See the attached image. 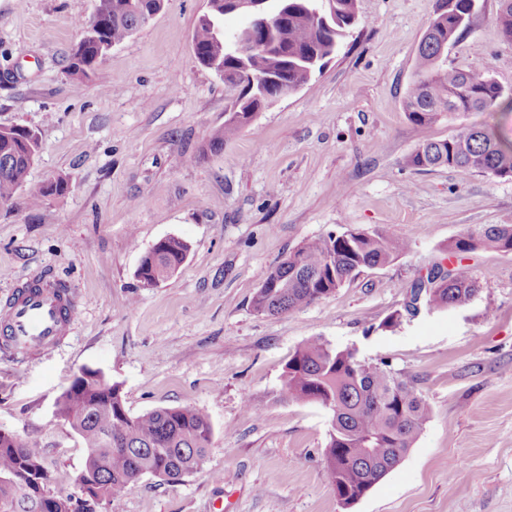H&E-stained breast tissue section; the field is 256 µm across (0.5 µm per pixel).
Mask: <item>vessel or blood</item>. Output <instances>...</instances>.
I'll use <instances>...</instances> for the list:
<instances>
[{"instance_id":"vessel-or-blood-1","label":"vessel or blood","mask_w":512,"mask_h":512,"mask_svg":"<svg viewBox=\"0 0 512 512\" xmlns=\"http://www.w3.org/2000/svg\"><path fill=\"white\" fill-rule=\"evenodd\" d=\"M73 317L70 292L49 276L19 283L0 307V349L26 359L54 348Z\"/></svg>"}]
</instances>
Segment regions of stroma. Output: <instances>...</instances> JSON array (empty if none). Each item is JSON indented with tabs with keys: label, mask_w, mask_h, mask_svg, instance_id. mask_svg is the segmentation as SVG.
Segmentation results:
<instances>
[{
	"label": "stroma",
	"mask_w": 512,
	"mask_h": 512,
	"mask_svg": "<svg viewBox=\"0 0 512 512\" xmlns=\"http://www.w3.org/2000/svg\"><path fill=\"white\" fill-rule=\"evenodd\" d=\"M436 3L357 0L339 53L213 155L204 146L224 124V82L191 46L207 0H166L113 48L102 81L66 70L96 0H0V125L39 134L29 185L70 183L38 206L23 191L0 205V302L40 273L76 302L52 350L25 361L0 351V430L41 449L51 492H79L86 450L54 403L92 368L120 385L132 414L192 406L213 426L198 470L176 483L141 477L121 512H512V254H468L473 303L380 327L448 240L512 224V180L404 164L422 137L487 118L512 140V112L459 114L425 132L407 120L402 100ZM498 9L478 0L446 61L511 87ZM351 228L411 248L303 309L253 310L289 252ZM168 236L190 244L186 262L142 287V256ZM314 337L388 364L432 408L401 463L348 509L324 469L328 410L280 397L289 358ZM248 397L261 417L245 411Z\"/></svg>",
	"instance_id": "1"
}]
</instances>
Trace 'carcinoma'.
<instances>
[{
	"instance_id": "1",
	"label": "carcinoma",
	"mask_w": 512,
	"mask_h": 512,
	"mask_svg": "<svg viewBox=\"0 0 512 512\" xmlns=\"http://www.w3.org/2000/svg\"><path fill=\"white\" fill-rule=\"evenodd\" d=\"M476 0H455L435 11L418 45L415 75L403 97L407 119L424 131L444 115L512 110V89L495 78L448 67L442 56L468 29ZM496 24L512 44V0H499ZM164 8V0H98L93 17L80 24L69 71L77 78L103 77L112 47L124 42ZM264 21L249 16L243 29H224V0H208L191 41L196 60L224 76L228 105L224 126L214 130L205 152L216 154L258 112L281 96L307 86L337 53L358 24L356 0H268ZM36 131L22 125L0 127V202L27 186L39 152ZM414 171L453 167L512 179V142L495 127L463 124L445 139L423 138L405 159ZM69 181L57 177L28 190L34 206L64 195ZM408 239L377 230L349 229L308 241L268 274L252 298L253 310L277 315L301 309L334 293L366 270L385 267L410 249ZM486 249L512 253V224H484L448 243L446 260L427 269L407 289L408 301L380 324L391 330L422 305L427 310L464 307L479 295L465 255ZM190 245L166 237L142 257L136 278L144 287L173 276ZM280 397L318 403L331 412L323 462L342 507L362 498L413 447L432 408L413 384L384 363H366L351 349L320 338L299 346L286 365ZM55 415L83 440V471L99 491L81 512H118L124 495L144 475L181 480L203 464L213 436L207 414L195 407H162L132 415L121 389L102 371L88 369L55 402ZM45 473L34 443L0 435V512L23 497L22 474Z\"/></svg>"
}]
</instances>
